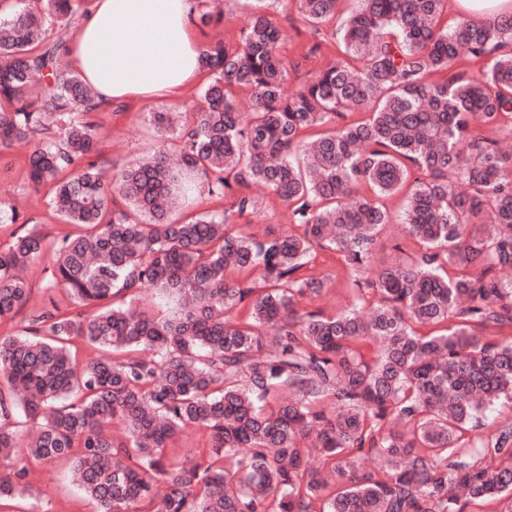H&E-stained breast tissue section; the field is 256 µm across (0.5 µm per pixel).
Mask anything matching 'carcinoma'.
Instances as JSON below:
<instances>
[{"label": "carcinoma", "mask_w": 512, "mask_h": 512, "mask_svg": "<svg viewBox=\"0 0 512 512\" xmlns=\"http://www.w3.org/2000/svg\"><path fill=\"white\" fill-rule=\"evenodd\" d=\"M89 2L0 0V151L32 144L29 183L52 185L51 207L77 228L53 241L46 280L73 310L35 309L0 336V503L30 492L34 460L66 465L93 512H466L504 497L512 512V424L464 442L489 406L512 402V337L475 332L512 327V281L497 275L512 268V159L500 150L512 137V13L450 29L447 0H355L339 58L290 93L294 66L258 5L239 42L202 49L211 81L191 120L154 113L179 142L176 162L161 147L109 178L91 161L102 103L55 34ZM297 2L316 29L339 0ZM461 57L482 67L460 71ZM235 88L250 90L251 111L236 109ZM190 179L229 207L169 220ZM253 184L288 206L284 231L235 230L256 211L243 193ZM404 187L418 250L378 263L392 221L382 199ZM47 238L35 228L0 248V320L28 306L20 272ZM325 248L356 291L333 315L297 308L324 291L308 264ZM147 288L172 315L114 304ZM369 290L379 300L365 318ZM76 338L98 356L79 364ZM20 414L37 423L27 437ZM190 427L208 431L203 457H168ZM363 456L376 468H360Z\"/></svg>", "instance_id": "1"}]
</instances>
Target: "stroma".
<instances>
[{
  "instance_id": "1",
  "label": "stroma",
  "mask_w": 512,
  "mask_h": 512,
  "mask_svg": "<svg viewBox=\"0 0 512 512\" xmlns=\"http://www.w3.org/2000/svg\"><path fill=\"white\" fill-rule=\"evenodd\" d=\"M268 13L282 34L281 54L297 64L296 70L288 78L289 89H296L337 59L338 47L333 28L327 26L319 33H311L301 21L296 0H273ZM202 89V84H195L177 100L105 104L96 115L99 139L93 161L109 175L123 166L151 156L159 147L175 152L176 141L160 143L152 115L156 112L191 111L200 103ZM249 193L257 203V210L239 219L238 229L241 233H278L288 227L290 212L278 196L260 185L252 186ZM51 194V186L44 185L37 189L30 186L28 149L25 145L0 151V201L15 208L20 215L19 223L0 224L1 247L8 246L32 226L39 227L52 238L68 232V225L62 223L48 205ZM52 264V255L46 254L27 270V284L31 290L29 304L40 307L53 303L65 311L71 307L68 293L61 288L49 290L45 287L47 270ZM310 265L318 273L327 275L328 282L321 296L301 300L300 308L333 314L350 306L353 301V276L339 254L331 250H317ZM29 468L32 492L39 497L37 512H91L88 503L69 483L62 465L33 462Z\"/></svg>"
}]
</instances>
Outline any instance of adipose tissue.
<instances>
[{
	"label": "adipose tissue",
	"mask_w": 512,
	"mask_h": 512,
	"mask_svg": "<svg viewBox=\"0 0 512 512\" xmlns=\"http://www.w3.org/2000/svg\"><path fill=\"white\" fill-rule=\"evenodd\" d=\"M194 0H96L68 43L100 101L175 98L199 80Z\"/></svg>",
	"instance_id": "obj_1"
}]
</instances>
